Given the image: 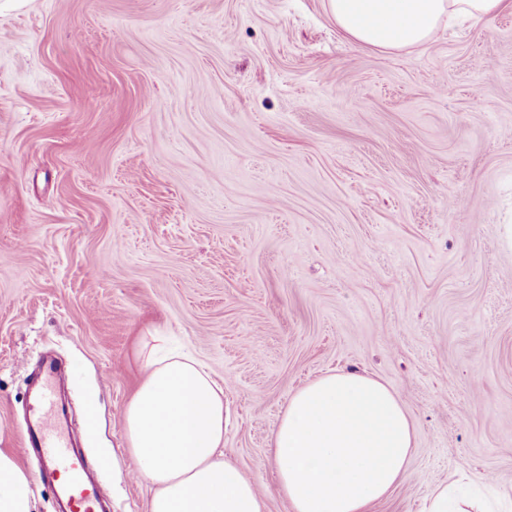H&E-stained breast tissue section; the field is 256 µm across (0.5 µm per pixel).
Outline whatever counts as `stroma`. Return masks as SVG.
Wrapping results in <instances>:
<instances>
[{"mask_svg": "<svg viewBox=\"0 0 512 512\" xmlns=\"http://www.w3.org/2000/svg\"><path fill=\"white\" fill-rule=\"evenodd\" d=\"M512 11L416 49L347 37L328 0H0V448L28 369L68 372L112 499L148 512L123 414L144 336L224 383V448L277 490L270 436L326 372L416 428L374 512L481 477L512 500Z\"/></svg>", "mask_w": 512, "mask_h": 512, "instance_id": "stroma-1", "label": "stroma"}]
</instances>
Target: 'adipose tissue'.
<instances>
[{
    "instance_id": "1",
    "label": "adipose tissue",
    "mask_w": 512,
    "mask_h": 512,
    "mask_svg": "<svg viewBox=\"0 0 512 512\" xmlns=\"http://www.w3.org/2000/svg\"><path fill=\"white\" fill-rule=\"evenodd\" d=\"M354 42L397 52L434 42L446 19L488 21L512 0H328ZM140 354L143 379L124 411L127 449L151 486L149 512H264L255 480L224 459V386L194 356ZM278 491L291 512H371L410 464L415 427L396 392L356 370L298 388L271 438ZM0 512H33L29 476L0 449Z\"/></svg>"
}]
</instances>
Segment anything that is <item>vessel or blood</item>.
<instances>
[{"label": "vessel or blood", "mask_w": 512, "mask_h": 512, "mask_svg": "<svg viewBox=\"0 0 512 512\" xmlns=\"http://www.w3.org/2000/svg\"><path fill=\"white\" fill-rule=\"evenodd\" d=\"M61 369L55 360L44 361L35 400L36 419L23 436L25 448L37 451L51 467L53 479L67 503V512H100L103 490L92 483L88 462L77 454L69 435L47 422L45 415L57 407V383Z\"/></svg>", "instance_id": "1"}]
</instances>
